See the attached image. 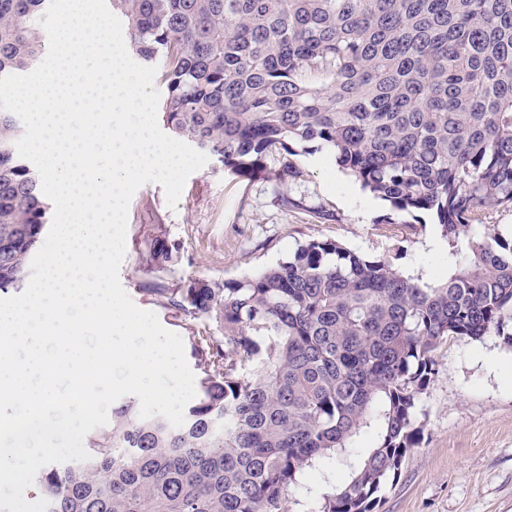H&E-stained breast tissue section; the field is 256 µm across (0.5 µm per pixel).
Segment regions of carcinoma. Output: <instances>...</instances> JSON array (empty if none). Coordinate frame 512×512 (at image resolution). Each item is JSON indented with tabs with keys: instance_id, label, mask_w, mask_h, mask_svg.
Wrapping results in <instances>:
<instances>
[{
	"instance_id": "1",
	"label": "carcinoma",
	"mask_w": 512,
	"mask_h": 512,
	"mask_svg": "<svg viewBox=\"0 0 512 512\" xmlns=\"http://www.w3.org/2000/svg\"><path fill=\"white\" fill-rule=\"evenodd\" d=\"M50 0H0V77L30 71ZM129 50L160 68L164 125L250 177L292 142H316L375 196L430 211L448 271L429 283L391 259L312 239L237 280L150 292L221 336L192 330L199 390L185 422L139 417L130 398L90 434L85 462L36 474L47 512H288V488L374 446L321 512H375L422 428L418 396L450 336L512 347V0H107ZM21 127L0 109V291L19 289L46 228ZM155 271L173 247L155 238Z\"/></svg>"
}]
</instances>
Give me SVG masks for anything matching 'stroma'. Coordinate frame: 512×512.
I'll return each mask as SVG.
<instances>
[{"label":"stroma","mask_w":512,"mask_h":512,"mask_svg":"<svg viewBox=\"0 0 512 512\" xmlns=\"http://www.w3.org/2000/svg\"><path fill=\"white\" fill-rule=\"evenodd\" d=\"M269 157L267 166L299 169L276 185L263 175L240 177L209 159L187 180L176 208L161 185L133 196L120 281L134 304L156 314L168 331L189 338L192 322L150 293L159 278L146 262L155 237L175 243L177 261L162 277L180 287L190 277L242 279L288 260L312 239H329L367 257L396 259L398 267L426 280L446 273L447 242L427 211L405 212L375 197L310 144ZM296 205L284 209L277 192ZM326 219H318L317 211ZM437 370L415 413L423 435L408 453L400 476L380 493L377 512H512V349L500 339L451 337L438 349ZM361 434L343 457L317 461L288 492L290 512H319L325 494L348 478L373 444Z\"/></svg>","instance_id":"stroma-1"}]
</instances>
